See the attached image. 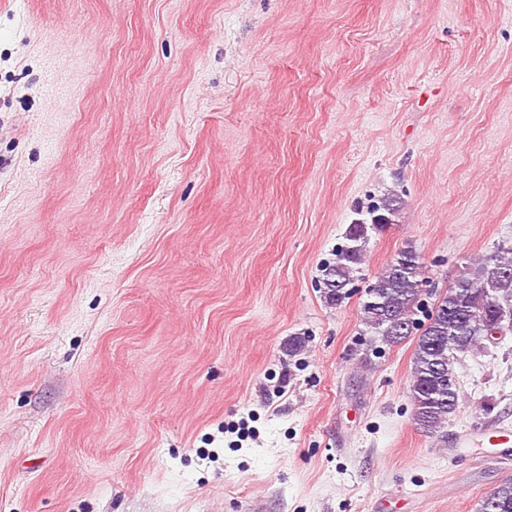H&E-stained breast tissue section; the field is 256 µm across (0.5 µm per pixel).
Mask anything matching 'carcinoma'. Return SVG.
<instances>
[{
  "instance_id": "obj_1",
  "label": "carcinoma",
  "mask_w": 512,
  "mask_h": 512,
  "mask_svg": "<svg viewBox=\"0 0 512 512\" xmlns=\"http://www.w3.org/2000/svg\"><path fill=\"white\" fill-rule=\"evenodd\" d=\"M396 212L386 203L370 209V219L349 225L346 243L324 269L327 302L339 306L349 298L346 286L355 278L369 233L383 231ZM371 285L360 302L361 320L375 343L391 347L414 338L408 385L412 417L419 428L434 434L445 428L459 405L455 364L491 328H512V245H500L476 267L463 269L432 301L424 266L410 248L399 251ZM479 512H512V480L492 489Z\"/></svg>"
}]
</instances>
